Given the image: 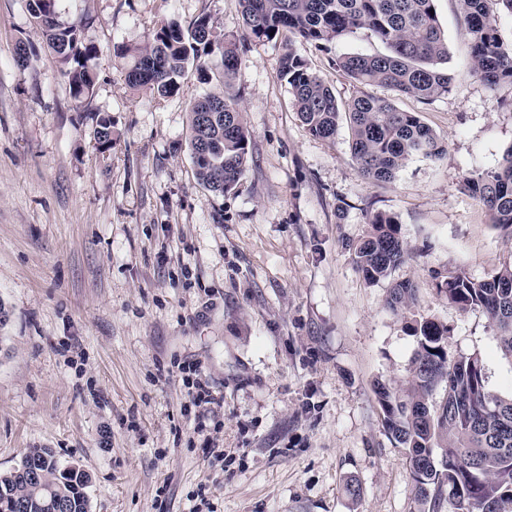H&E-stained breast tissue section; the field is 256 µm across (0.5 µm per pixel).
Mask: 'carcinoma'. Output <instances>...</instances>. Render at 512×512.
<instances>
[{"instance_id":"1","label":"carcinoma","mask_w":512,"mask_h":512,"mask_svg":"<svg viewBox=\"0 0 512 512\" xmlns=\"http://www.w3.org/2000/svg\"><path fill=\"white\" fill-rule=\"evenodd\" d=\"M29 10L49 49L68 77L73 98L92 95L95 74L89 61L96 46L85 40L82 26L59 20L57 0H32ZM436 0H240L242 18L251 37L276 41L288 34L319 45L366 30L383 45L375 54H347L336 68L361 91L341 105L332 88L304 59L288 48L280 60L279 76L286 81L292 102L313 136L330 140L345 120L351 129V153L359 174L371 181L390 182L415 157L439 159L445 154L441 138L414 112L363 91L383 86L398 96L430 102L448 94L452 77L448 44L435 9ZM490 0H458L462 34L470 47V72L490 86L512 85V44L499 34L498 16ZM123 60L124 80L134 91L169 98L193 66L204 81L228 89L241 57L237 44L217 31L210 17H198L183 29L160 21L142 45L116 47ZM217 57L220 66L208 60ZM207 125H202L203 117ZM188 145L198 182L214 194L232 190L243 177L249 156V131L235 96L209 93L189 108ZM94 137L99 150L112 148V117L96 119ZM470 194L488 209L491 224L512 239V148L498 167L466 180ZM363 280L374 285L390 278L408 254L397 219L385 212L368 218L364 237L349 245ZM448 303L461 309L477 306L486 315L505 356L512 358V264L482 279L459 270L439 284ZM412 283L392 284L386 299L394 311H412ZM417 338L410 377L395 389L374 385L382 426L392 443L406 450L415 483L419 512H512V395L501 396L487 384L485 367L475 354L448 357V326L421 317L406 325ZM442 399L432 400L437 389ZM441 449L440 459H431ZM41 471V481L28 477L27 464ZM88 480L74 462L50 448H30L17 467L0 475V512H52L57 496L68 499L70 512H86Z\"/></svg>"}]
</instances>
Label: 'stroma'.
Segmentation results:
<instances>
[{
  "mask_svg": "<svg viewBox=\"0 0 512 512\" xmlns=\"http://www.w3.org/2000/svg\"><path fill=\"white\" fill-rule=\"evenodd\" d=\"M57 8L98 49L83 102L27 0H0V472L25 449H53L90 474L91 512H419L374 392L399 386L417 349L385 306L392 281H412L416 314L447 324L449 357L478 354L490 388L512 394L482 309L437 288L448 272L481 279L512 262V241L463 187L512 148V86L471 74L457 0L436 3L451 92L424 103L369 89L446 145L390 182L358 174L347 125L327 141L302 125L278 75L284 42L251 37L239 0ZM203 14L239 47L231 92L250 131L246 171L221 196L195 179L187 128L216 83L191 70L178 95L155 99L127 87L114 56L159 21L186 28ZM22 41L38 49L25 68ZM293 48L344 103L358 88L337 57L384 46L360 31ZM98 113L112 117L106 152ZM376 211L397 218L410 254L370 286L347 245ZM188 366L224 395L207 437L193 432Z\"/></svg>",
  "mask_w": 512,
  "mask_h": 512,
  "instance_id": "1",
  "label": "stroma"
}]
</instances>
